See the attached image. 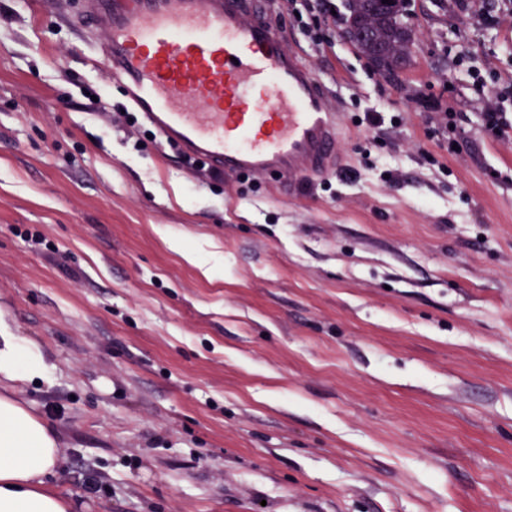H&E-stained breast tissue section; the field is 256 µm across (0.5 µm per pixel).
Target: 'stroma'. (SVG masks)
<instances>
[{
	"mask_svg": "<svg viewBox=\"0 0 512 512\" xmlns=\"http://www.w3.org/2000/svg\"><path fill=\"white\" fill-rule=\"evenodd\" d=\"M85 5L0 0V315L51 366L17 390L51 487L74 512H512V138L473 77L512 80V0L492 25L408 0L395 81L345 0L318 48L275 0L347 127L303 185L202 174L95 110L125 98Z\"/></svg>",
	"mask_w": 512,
	"mask_h": 512,
	"instance_id": "1",
	"label": "stroma"
}]
</instances>
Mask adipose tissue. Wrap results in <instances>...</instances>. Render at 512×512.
Masks as SVG:
<instances>
[{
    "instance_id": "1",
    "label": "adipose tissue",
    "mask_w": 512,
    "mask_h": 512,
    "mask_svg": "<svg viewBox=\"0 0 512 512\" xmlns=\"http://www.w3.org/2000/svg\"><path fill=\"white\" fill-rule=\"evenodd\" d=\"M49 375L40 348L0 318V380L44 382ZM58 464V441L46 422L0 392V512H71L72 501L47 482Z\"/></svg>"
}]
</instances>
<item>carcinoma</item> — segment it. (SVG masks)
Wrapping results in <instances>:
<instances>
[{"label": "carcinoma", "mask_w": 512, "mask_h": 512, "mask_svg": "<svg viewBox=\"0 0 512 512\" xmlns=\"http://www.w3.org/2000/svg\"><path fill=\"white\" fill-rule=\"evenodd\" d=\"M405 11L406 0H347V22L366 32L355 45L389 77L397 76L412 61L415 31L405 21Z\"/></svg>", "instance_id": "obj_1"}]
</instances>
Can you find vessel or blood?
<instances>
[{
    "label": "vessel or blood",
    "instance_id": "vessel-or-blood-1",
    "mask_svg": "<svg viewBox=\"0 0 512 512\" xmlns=\"http://www.w3.org/2000/svg\"><path fill=\"white\" fill-rule=\"evenodd\" d=\"M103 65L180 153L235 176L321 177L339 158L330 88L257 0H87Z\"/></svg>",
    "mask_w": 512,
    "mask_h": 512
}]
</instances>
